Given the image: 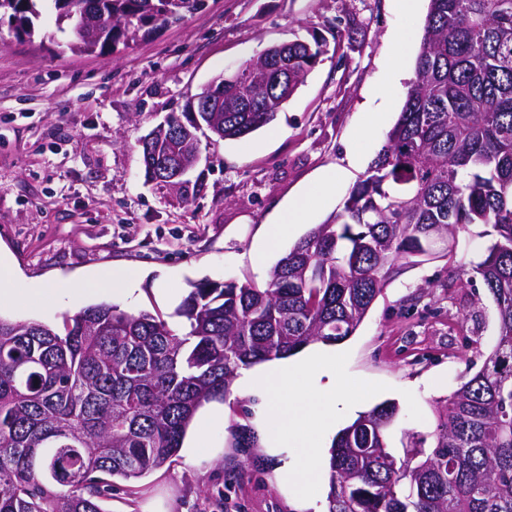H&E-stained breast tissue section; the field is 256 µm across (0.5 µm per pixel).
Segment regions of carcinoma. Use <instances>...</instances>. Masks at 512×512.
Masks as SVG:
<instances>
[{"label": "carcinoma", "mask_w": 512, "mask_h": 512, "mask_svg": "<svg viewBox=\"0 0 512 512\" xmlns=\"http://www.w3.org/2000/svg\"><path fill=\"white\" fill-rule=\"evenodd\" d=\"M115 19L112 41H81L88 2ZM415 77L367 177L342 207L278 260L264 286L201 281L175 314L183 336L148 311L104 303L64 322L0 317V512H105L113 479L172 462L195 411L220 400L242 367L353 335L400 263L433 255L476 224L490 237L471 265L497 308L482 367L436 402L435 426L408 430L381 403L343 428L329 460L327 512H512V0H429ZM205 0H0L19 40L42 15L68 49L113 51L201 10ZM321 54L300 40L224 80V111L199 112L141 145L172 165L199 134L240 139L275 119ZM231 447L258 446L228 426Z\"/></svg>", "instance_id": "cac0c4a2"}]
</instances>
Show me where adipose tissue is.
<instances>
[{
	"label": "adipose tissue",
	"instance_id": "ef3b65f1",
	"mask_svg": "<svg viewBox=\"0 0 512 512\" xmlns=\"http://www.w3.org/2000/svg\"><path fill=\"white\" fill-rule=\"evenodd\" d=\"M235 385L245 393L265 392L264 418L269 429L262 443L271 449L294 448L312 433H326L335 428L338 417L360 406L359 400L344 397L346 385L336 372V352L321 343L297 357L241 369ZM223 420L224 407L218 401L197 409L182 443L189 463L199 465L219 456V449L202 447L201 432Z\"/></svg>",
	"mask_w": 512,
	"mask_h": 512
}]
</instances>
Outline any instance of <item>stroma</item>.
Instances as JSON below:
<instances>
[{"label": "stroma", "instance_id": "obj_1", "mask_svg": "<svg viewBox=\"0 0 512 512\" xmlns=\"http://www.w3.org/2000/svg\"><path fill=\"white\" fill-rule=\"evenodd\" d=\"M428 8L429 0L412 13L399 0H206L182 23L93 56L56 47L53 18L30 41L0 21V254L19 287L38 281L55 297L22 298L0 306V315L59 327L105 302L161 314L181 335L188 324L174 311L190 283L264 285L296 239L341 206L384 145L414 77ZM294 39L320 42L324 53L274 121L236 140L203 138L201 159L179 187L146 181L141 138L182 114L216 77ZM334 167L344 172L335 195L313 200L293 235L275 237L289 202ZM485 244L472 226L459 233L453 257L440 247L405 267L336 347L338 372L364 409L398 403L391 443L402 430L433 427L436 399L482 366L496 334L495 304L468 270ZM262 247L258 267L252 256ZM113 267L140 270L131 297L81 291L83 279ZM167 288L173 296H164ZM204 440L223 446V455L201 467L178 456L118 481L106 512H142L157 495L169 512H297L295 489L264 448L242 462L225 427Z\"/></svg>", "mask_w": 512, "mask_h": 512}]
</instances>
